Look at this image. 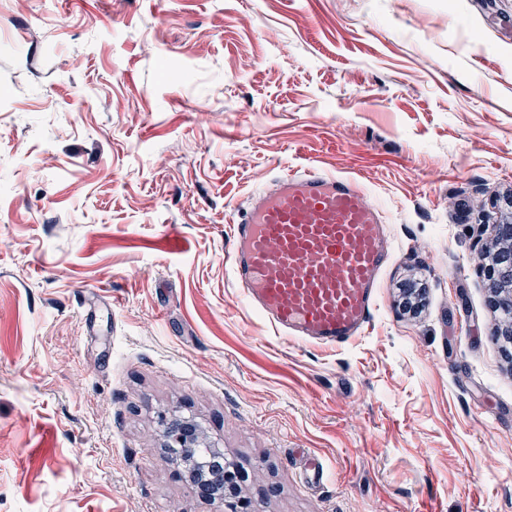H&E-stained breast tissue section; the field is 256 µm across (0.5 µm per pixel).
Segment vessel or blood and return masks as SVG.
Wrapping results in <instances>:
<instances>
[{
	"label": "vessel or blood",
	"mask_w": 512,
	"mask_h": 512,
	"mask_svg": "<svg viewBox=\"0 0 512 512\" xmlns=\"http://www.w3.org/2000/svg\"><path fill=\"white\" fill-rule=\"evenodd\" d=\"M226 231L236 285L277 332L325 347L363 333L394 247L354 177L288 173L257 191L245 219Z\"/></svg>",
	"instance_id": "vessel-or-blood-1"
}]
</instances>
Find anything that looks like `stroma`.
Instances as JSON below:
<instances>
[{"label": "stroma", "mask_w": 512, "mask_h": 512, "mask_svg": "<svg viewBox=\"0 0 512 512\" xmlns=\"http://www.w3.org/2000/svg\"><path fill=\"white\" fill-rule=\"evenodd\" d=\"M309 165L395 247L337 348L276 334L228 259ZM509 193L512 0H0V512H225L165 417L254 512H512L484 272ZM179 426L175 428L168 424L166 435L168 438L167 448L180 447L179 453L183 452V448H194L193 456L197 458H204L208 455V448L211 446L203 438L199 425L191 420L180 419L176 420ZM213 456L209 460H200L194 457L185 459V463L197 475H201L211 465Z\"/></svg>", "instance_id": "1"}]
</instances>
